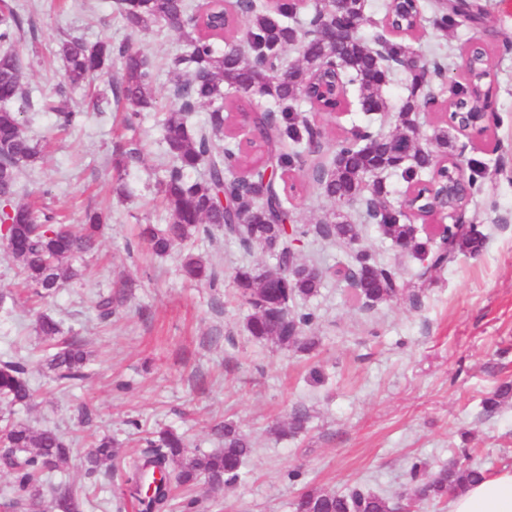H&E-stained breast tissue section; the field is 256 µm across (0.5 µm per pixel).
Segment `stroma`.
<instances>
[{
	"mask_svg": "<svg viewBox=\"0 0 512 512\" xmlns=\"http://www.w3.org/2000/svg\"><path fill=\"white\" fill-rule=\"evenodd\" d=\"M36 37H23L15 51L27 64L23 87L28 103H16L24 134L37 143L40 160L21 173L14 204L43 201L68 222L86 213L105 222L84 255L83 277L68 281L40 305L22 291L19 263L0 245V360L28 363L34 397L15 408L13 420L40 431L56 430L70 445L71 461L54 482L69 485L83 500L82 512H139L121 493L130 458L147 432L170 426L185 433L191 449L211 452L221 445L214 425L235 421L254 451L239 479L214 489L198 482L189 495L200 512H292L305 489L346 491L354 487L399 499L401 512H448L447 500L408 492V473L421 459L430 470L469 452L494 475L512 468V400L495 414L481 401L512 381V0H478L480 24L459 22L449 31L425 11L411 46L424 61L443 54L448 77L464 78V51L483 38L494 75L496 101L488 129L465 136L449 130L459 163L488 169L484 191L464 209L462 223L480 225L486 236L477 254H456L442 267L422 273L420 262L402 252L372 221H365L360 248L378 254L400 275L403 296L363 307L337 276L344 250L324 240L297 246L300 261L329 270L318 294L304 301L314 312L305 335L307 352L254 341L246 330L250 308L237 295L232 276L247 264L275 266L260 249L244 250L222 232L175 244L158 256L137 237L142 224H166L158 182L169 161L164 119L174 75L167 61L185 51L181 34L167 25L148 32L128 29L114 0H10ZM88 42H130L155 72V101L125 127L128 104H115L100 80L99 106L85 111L84 92L69 90L81 120L66 133L43 102L62 82L57 44L67 35ZM324 133L323 151L361 125L359 113L341 117L304 110ZM141 142L139 160L126 162L128 141ZM290 177L302 190L290 202L294 221L318 224L335 213L355 215L318 196L309 171ZM202 254L219 274L214 284L187 281L181 262ZM112 297L115 312L101 320L97 302ZM48 314L63 335L81 338L91 353L84 380L57 385L42 361L44 341L38 313ZM308 416L290 432L291 416ZM109 436L118 443L110 471L86 472L91 442Z\"/></svg>",
	"mask_w": 512,
	"mask_h": 512,
	"instance_id": "35a3bbf8",
	"label": "stroma"
}]
</instances>
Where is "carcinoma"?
Masks as SVG:
<instances>
[{
	"label": "carcinoma",
	"mask_w": 512,
	"mask_h": 512,
	"mask_svg": "<svg viewBox=\"0 0 512 512\" xmlns=\"http://www.w3.org/2000/svg\"><path fill=\"white\" fill-rule=\"evenodd\" d=\"M116 9L127 26L146 32L158 24H166L186 38L187 50L170 57V69L184 71L187 78L173 83L174 104L164 120L165 140L170 162L158 192L170 215L169 224L158 229L145 225L140 237L156 255H164L177 242H184L200 232L216 228L236 239L243 249H266L278 242L275 254L276 270L257 273L242 265L234 273V282L252 313L247 330L258 342L271 341L283 349L308 351L312 338L303 335V327L311 324L310 312L291 311L297 302L316 295L323 286V270L299 262L290 238L296 234H314L340 246L352 248L350 265L357 273V295L363 306L398 296L401 284L397 272L384 264L375 253L355 247L360 227L348 219L310 229L292 224L284 190L273 179H264L266 170L295 171L300 169L304 152L311 151L313 131L298 114L299 104L315 94L324 100L347 98V88L357 92L354 103L364 113L389 111L383 88L392 74L381 77L377 60L382 57H404L412 52L409 44L384 39L381 49L374 50L358 36L366 21L365 0H348L336 8L327 0H316L313 18L322 12L336 10L342 23L350 30L346 40L336 42L324 32L307 37L301 27L288 20L295 17L296 4L286 2L274 16L250 0L243 19L225 15L218 10L205 19L186 25L191 6L187 0H115ZM478 6L460 3L441 12L436 24L442 30L457 23V19H473ZM393 26L408 34L419 6L414 0H399L388 5ZM224 27L228 34L224 49L215 45L220 36L216 28ZM34 34V27H24L19 14L4 6L0 8V198L8 200L17 192L19 172L40 159V150L25 136L20 113L9 108L15 100L28 101L22 85L23 59L12 50L13 44L25 34ZM295 48L300 59L282 68L288 48ZM58 58L64 79L78 86L112 72V64L120 61L117 81L110 85L116 100L125 99L146 108L154 101V77L148 59L130 51L126 42L99 41L88 43L77 36L61 42ZM339 63L332 75L324 69L330 60ZM487 53L476 47L472 51V66L465 74L470 95L461 101L464 112H478L487 106L492 91ZM259 94L265 98V111L277 115V125L268 129L263 120L254 121L252 139L247 144L235 143L218 150L216 140L224 134V113L239 109L238 102ZM422 97L410 92L398 109L396 136H412V162L399 169L407 183L422 185L417 207L428 211L442 190L424 186L431 181L436 155L416 143L412 115L421 108ZM202 105L212 107L208 121L201 128L188 124V114ZM50 109L57 113L60 126L75 125L80 113L70 109L66 88L60 87L58 99ZM393 140L375 135L359 144L342 143L336 148L333 165L328 173L312 174L321 194L333 201L364 202L365 217L371 210L379 213L377 224L395 245L406 246L410 253L430 267H441L455 253L475 254L483 248L485 235L477 224H448L439 240L425 241L417 237L416 229L407 223L408 215L385 200V186L374 180V173L391 163ZM199 167L206 168L203 178L187 181V174ZM254 170L256 175L245 185L238 170ZM100 227V218L92 216L78 232L32 204H20L0 213V241L20 264L25 282L39 298L52 295L65 282L78 275L70 260L92 248ZM183 271L197 282H214L218 273L199 253H188ZM279 284L267 288V279ZM38 329L51 342L53 352L46 365L58 381L76 382L86 377L84 368L90 356L86 344L60 335L57 323L49 316L38 319ZM512 395V383L505 382L494 397L484 402L488 412L497 409ZM33 397L28 368L21 360H0V399L8 406H27ZM215 434L224 448L210 453H193L185 437L172 430L157 432L148 439L149 449L132 461L126 471L123 494L136 499L141 512H166L171 490L187 487L203 479L219 488L239 478L245 460L252 453L249 439L232 420L215 426ZM117 444L109 437L99 439L86 455V470L93 476L112 466ZM70 448L52 429L33 431L22 423H10L0 428V467L13 480L14 497L0 505L4 512L23 507L35 509L50 493L59 512H80V502L72 490L63 485L47 486V476L64 471L69 464ZM485 478V471L471 457L453 459L435 475L420 460L410 469V489L414 495L432 500L448 496L466 483ZM294 512H395L392 499L361 489L344 493L309 488L293 503Z\"/></svg>",
	"instance_id": "1"
}]
</instances>
